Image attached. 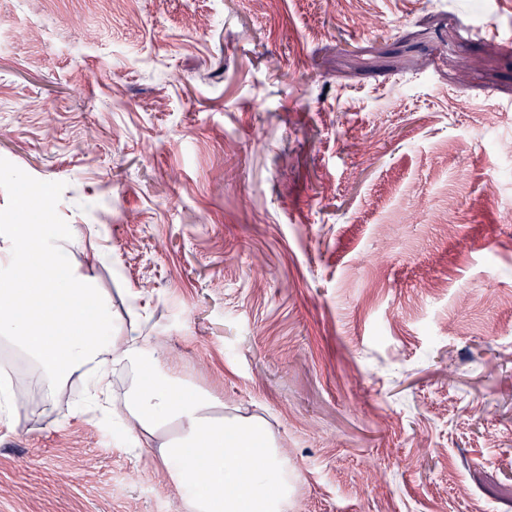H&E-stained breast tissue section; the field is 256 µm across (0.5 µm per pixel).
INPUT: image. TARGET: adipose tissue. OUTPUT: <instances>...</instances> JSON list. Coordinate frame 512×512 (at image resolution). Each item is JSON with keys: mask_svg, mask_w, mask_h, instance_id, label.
<instances>
[{"mask_svg": "<svg viewBox=\"0 0 512 512\" xmlns=\"http://www.w3.org/2000/svg\"><path fill=\"white\" fill-rule=\"evenodd\" d=\"M78 224H25L0 242V341L38 371L46 405L73 374L87 398L108 399L111 376L128 380L121 429L156 448L186 512H288V471L259 418L224 415V400L189 385L151 337L130 335L102 288L67 258L84 249Z\"/></svg>", "mask_w": 512, "mask_h": 512, "instance_id": "adipose-tissue-1", "label": "adipose tissue"}]
</instances>
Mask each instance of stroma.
<instances>
[{"mask_svg":"<svg viewBox=\"0 0 512 512\" xmlns=\"http://www.w3.org/2000/svg\"><path fill=\"white\" fill-rule=\"evenodd\" d=\"M509 35L512 0H0V226H94L76 273L264 418L288 512H512ZM11 361L0 512H182Z\"/></svg>","mask_w":512,"mask_h":512,"instance_id":"35a3bbf8","label":"stroma"}]
</instances>
